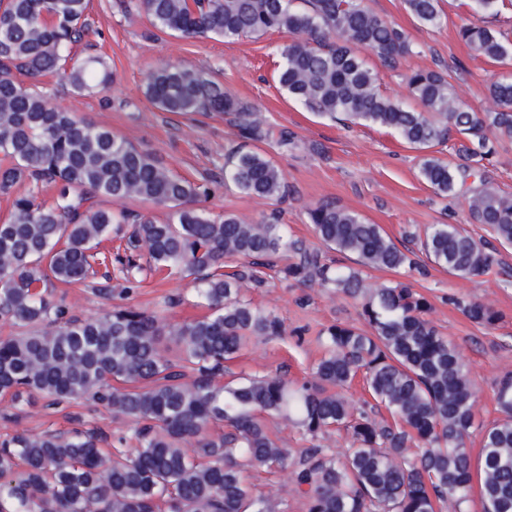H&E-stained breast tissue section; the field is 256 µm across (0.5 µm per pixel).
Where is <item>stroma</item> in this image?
Returning <instances> with one entry per match:
<instances>
[{
    "instance_id": "stroma-1",
    "label": "stroma",
    "mask_w": 512,
    "mask_h": 512,
    "mask_svg": "<svg viewBox=\"0 0 512 512\" xmlns=\"http://www.w3.org/2000/svg\"><path fill=\"white\" fill-rule=\"evenodd\" d=\"M122 0H90L88 22L94 31L90 45H77L75 59L103 57L115 73L107 96L73 97L58 78L46 83L56 103L77 107L81 116L104 126L140 150L153 154L168 168L192 181L223 178L231 147L261 150L281 169L288 195L279 202L280 222L288 237L319 248L321 260L332 266H355L353 256L320 248L308 219L315 205L330 201L357 212L367 223L379 225L395 242L406 235H423L426 227L457 224L472 235L486 233L473 223L467 199L474 188L465 183L457 195H436L419 174L421 152L411 148L393 130L371 123L343 125L322 119L289 99L276 74L281 50L292 37L271 31L259 37L227 42L221 38L186 40L152 29L144 19L126 18ZM373 12L401 28L412 51L397 68L383 67L372 54L367 64L376 69L381 91L412 105L406 77L416 70H438L448 76L460 103L480 112L494 110L491 82L512 77V61L494 62L473 55L458 38V28L472 21L470 0H440L439 25L419 24L403 0H365ZM169 62L201 69L222 83L242 102L262 112L274 131L286 132L288 145L276 139L241 138L229 115H177L158 110L144 95L148 72ZM213 212L261 221L269 201L249 196L233 185L217 189L205 203ZM420 265L410 280L429 300V319L457 347L471 371L477 423L488 425L500 413L493 394L498 381L512 374V247L500 248L491 273L460 278L417 253ZM291 258L278 256L264 269L262 285L244 282L254 306L274 312L285 333L254 339L229 362L226 380L237 376L278 371L296 382L312 381L311 368L322 354L320 334L334 324L364 327L359 301L284 276ZM480 300L503 315L491 329L470 321L455 306V299ZM128 305L158 312L167 323H180L204 315L195 306L188 280L148 277L127 299ZM100 427L113 432L111 412L88 402L46 407L44 399L15 404L0 397V439L17 433L65 432Z\"/></svg>"
}]
</instances>
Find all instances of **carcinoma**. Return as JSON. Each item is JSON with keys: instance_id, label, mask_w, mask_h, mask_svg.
Here are the masks:
<instances>
[{"instance_id": "cac0c4a2", "label": "carcinoma", "mask_w": 512, "mask_h": 512, "mask_svg": "<svg viewBox=\"0 0 512 512\" xmlns=\"http://www.w3.org/2000/svg\"><path fill=\"white\" fill-rule=\"evenodd\" d=\"M127 0L124 13L184 38L228 41L269 31L294 36L282 50L279 85L309 111L343 116L396 130L418 150L445 142L453 129L466 143L450 165L421 159L420 175L438 195L480 182L468 212L493 241L476 240L457 224H436L425 234V253L467 278L486 273L495 244L512 245V196L489 185L484 161L494 142L512 141V79L490 85L495 112L458 102L435 70L406 77L420 109L383 95L378 74L359 55L371 50L395 67L411 51L405 32L364 6L363 0ZM89 0H0V194L13 196L0 221V322L22 329L0 339V395L35 396L59 405L87 400L133 423L131 436L104 452L100 429L18 433L0 442V512H282L281 502L257 494L248 474L291 469L306 512H443L460 508L478 483L484 512H512V375L495 392L502 417L481 432L472 458L466 442L474 426V384L455 345L427 318L428 299L406 281L371 284L362 269L407 274L416 267L377 224L323 202L309 209L317 239L357 257L360 268L320 262L304 242L289 241L279 212L251 223L214 215L199 202L215 182L189 181L156 156L74 108L51 101L41 78L58 73L74 97L106 92L112 71L99 56L65 66L71 46L89 33ZM423 25L441 22L439 0H404ZM459 38L477 55L503 62L512 43L492 28L463 24ZM144 94L163 112L228 114L245 139L269 136L262 113L224 91L202 70L164 65L151 71ZM224 179L240 191L280 201L288 190L265 154L232 148ZM29 183L13 195L14 187ZM53 186L51 200L41 185ZM136 200L169 209L159 223L132 211H111ZM131 225L123 232L122 225ZM117 236L124 253L100 251ZM299 261L286 274L362 299L368 330L336 324L327 329L325 353L313 367L315 383L296 385L278 372L221 385L224 361L251 337L279 336L280 320L242 296L240 273L224 274V261L270 265L282 250ZM145 251L148 267L137 262ZM112 264L99 293L128 296L146 269L193 277L209 314L169 325L155 312L114 307L94 318L72 314L66 296L48 288L77 287ZM120 281L112 287V279ZM473 322L493 327L502 316L480 301L463 304ZM362 376L392 422L379 421L343 393ZM298 425L312 437L339 427L351 434L343 456L313 446L296 460L271 436L268 419ZM228 431L214 435L211 429ZM135 447L125 448L127 439Z\"/></svg>"}]
</instances>
